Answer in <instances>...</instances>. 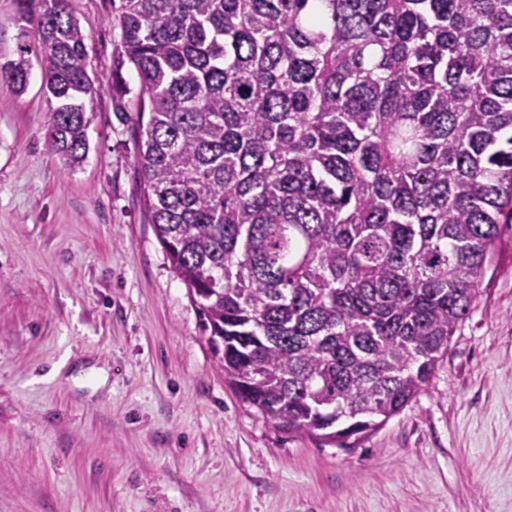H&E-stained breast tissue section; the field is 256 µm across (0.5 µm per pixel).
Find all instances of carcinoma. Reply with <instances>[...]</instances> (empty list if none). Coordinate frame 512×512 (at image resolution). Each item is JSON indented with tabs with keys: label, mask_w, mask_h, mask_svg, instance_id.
Here are the masks:
<instances>
[{
	"label": "carcinoma",
	"mask_w": 512,
	"mask_h": 512,
	"mask_svg": "<svg viewBox=\"0 0 512 512\" xmlns=\"http://www.w3.org/2000/svg\"><path fill=\"white\" fill-rule=\"evenodd\" d=\"M17 17L0 78L41 60L64 173L136 70L149 221L243 404L346 448L420 394L512 216V0H119L105 87L67 0Z\"/></svg>",
	"instance_id": "obj_1"
}]
</instances>
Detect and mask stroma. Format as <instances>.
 Wrapping results in <instances>:
<instances>
[{
  "instance_id": "obj_1",
  "label": "stroma",
  "mask_w": 512,
  "mask_h": 512,
  "mask_svg": "<svg viewBox=\"0 0 512 512\" xmlns=\"http://www.w3.org/2000/svg\"><path fill=\"white\" fill-rule=\"evenodd\" d=\"M108 84L112 0H69ZM30 38L0 0V64ZM40 63L0 80V512H512V223L435 377L356 448L288 436L215 368L145 213L137 95L62 174Z\"/></svg>"
}]
</instances>
